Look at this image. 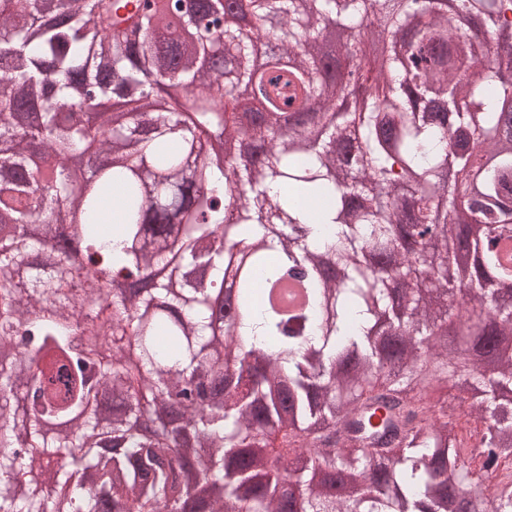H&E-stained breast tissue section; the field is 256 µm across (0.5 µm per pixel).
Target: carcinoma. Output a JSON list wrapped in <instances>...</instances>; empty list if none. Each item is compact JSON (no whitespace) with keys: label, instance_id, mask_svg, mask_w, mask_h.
I'll return each instance as SVG.
<instances>
[{"label":"carcinoma","instance_id":"carcinoma-1","mask_svg":"<svg viewBox=\"0 0 512 512\" xmlns=\"http://www.w3.org/2000/svg\"><path fill=\"white\" fill-rule=\"evenodd\" d=\"M0 0V512H512V407H470L468 444L442 395L480 377L512 385L432 342L445 317L470 352L512 336V48L477 63L512 28V0H248L269 48L222 20L240 0ZM325 17H372L388 40L376 75L342 43L360 105L342 121ZM192 85L196 112L158 104L147 77ZM235 83L259 93L255 123L228 111ZM123 105L115 136L77 111ZM239 134L257 160L226 172L211 133ZM44 142L45 163H28ZM109 167L75 183L66 158L95 144ZM477 144L492 162L473 170ZM76 226L75 274L42 238ZM473 253L468 288L426 276ZM102 270L130 279L101 299ZM304 290L278 305L276 288ZM392 323L373 334L380 316ZM102 336L100 358L73 337ZM273 355L228 380L235 339ZM28 445L12 440L19 400ZM37 469L60 493L29 484Z\"/></svg>","mask_w":512,"mask_h":512}]
</instances>
